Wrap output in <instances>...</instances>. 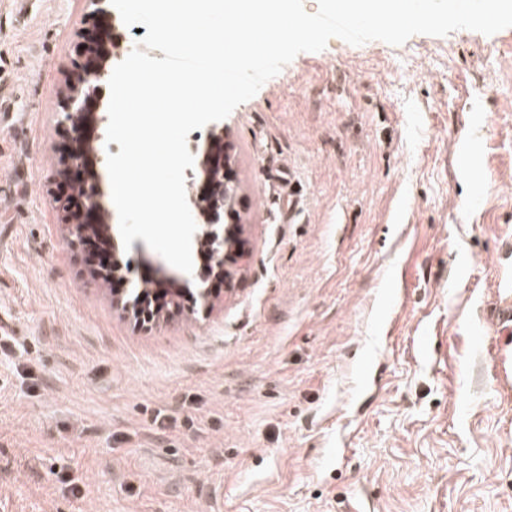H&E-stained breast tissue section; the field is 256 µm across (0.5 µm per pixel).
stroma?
Returning a JSON list of instances; mask_svg holds the SVG:
<instances>
[{
  "mask_svg": "<svg viewBox=\"0 0 512 512\" xmlns=\"http://www.w3.org/2000/svg\"><path fill=\"white\" fill-rule=\"evenodd\" d=\"M89 11L0 0V512H512V27L298 54L219 122L243 258L143 329L174 267L55 197ZM154 289H157L158 292L165 288H159L157 284L154 285ZM146 290V288H141L140 291H138L134 297V300L128 299L126 301V306L128 309H133L134 307L139 308L140 305L138 304L141 299L143 298V292ZM151 293V291H148L145 293L143 301L145 302L148 313L145 317H142L141 319L136 318V325H138L139 322L143 326H147L151 323L153 316L155 313L162 311L165 306L166 302L164 301L167 293L160 295L159 293ZM503 290V302L495 308L496 324L498 328L496 331H494V333L495 335L499 336V342L498 358L494 369L497 374L503 377H508V366L512 357V292L508 288H504Z\"/></svg>",
  "mask_w": 512,
  "mask_h": 512,
  "instance_id": "obj_1",
  "label": "stroma"
}]
</instances>
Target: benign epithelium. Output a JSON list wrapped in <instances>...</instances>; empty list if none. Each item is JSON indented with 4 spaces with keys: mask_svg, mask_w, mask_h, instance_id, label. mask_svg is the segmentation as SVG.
I'll use <instances>...</instances> for the list:
<instances>
[{
    "mask_svg": "<svg viewBox=\"0 0 512 512\" xmlns=\"http://www.w3.org/2000/svg\"><path fill=\"white\" fill-rule=\"evenodd\" d=\"M92 5L90 17L95 34L83 45L79 59L74 64L76 81L65 103V121L71 123L75 132H81L80 120L91 116L105 122L103 88L112 64L123 55L124 35L116 23L112 11L108 9L109 0H89ZM223 131H212L208 136L209 144L199 162L203 175L201 194L188 201L191 213L200 216L203 222L196 225V241L208 248L212 261L211 271L229 276L224 270V262L241 254L242 243L230 232L223 230L220 216L231 217L235 213L236 197L229 186L231 154L228 144L223 142ZM103 145L86 142L83 136L75 139V145L64 158L65 175L78 182L87 177L92 190L86 194L77 208H72L73 197L69 187L62 185L59 198L65 208L74 210L75 218L70 221L69 232L72 240L78 244L88 243L91 235L98 229L106 232L107 240H112L108 225L111 215L106 209L104 191L99 173L88 166L90 158L100 154Z\"/></svg>",
    "mask_w": 512,
    "mask_h": 512,
    "instance_id": "7a95c632",
    "label": "benign epithelium"
}]
</instances>
